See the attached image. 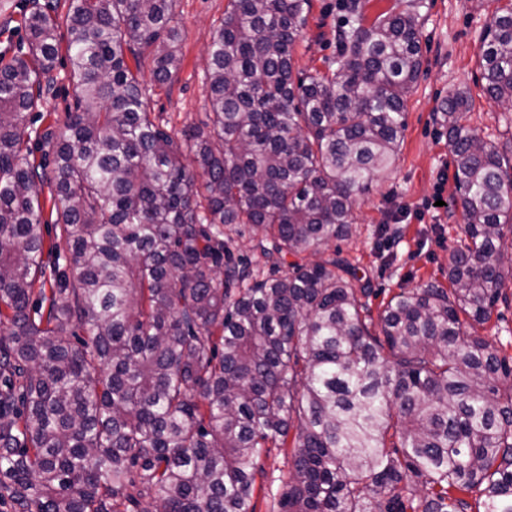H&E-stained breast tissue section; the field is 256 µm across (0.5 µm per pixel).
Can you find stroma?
<instances>
[{"label":"stroma","mask_w":512,"mask_h":512,"mask_svg":"<svg viewBox=\"0 0 512 512\" xmlns=\"http://www.w3.org/2000/svg\"><path fill=\"white\" fill-rule=\"evenodd\" d=\"M423 2V64L407 98L406 127L394 169L360 198L349 236L322 247L315 255L286 256L278 268L284 275L292 263L339 255L366 284L368 291L361 302L374 318L400 288L427 281L448 282L449 258L459 245L463 223L460 207L452 202L453 155L442 125L441 109L448 98L462 93L471 99V111L461 118L466 128L498 144L512 141V109L489 99L479 68L481 33L496 8L508 0ZM226 4L227 0H177L180 68L162 85L153 81L149 66L141 68L147 109L175 137L207 120L205 50ZM35 5L61 20L68 0H0V68L11 63L25 41L21 20ZM341 18L338 0H311L306 27L293 52L295 73L324 68L325 58L335 50ZM52 77L50 91L28 112L27 124L41 130L52 127L60 136L66 131L77 96L66 57H59ZM291 466L289 449L271 448L261 455L255 512H280L279 501Z\"/></svg>","instance_id":"1"}]
</instances>
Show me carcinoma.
Masks as SVG:
<instances>
[{
	"label": "carcinoma",
	"instance_id": "cac0c4a2",
	"mask_svg": "<svg viewBox=\"0 0 512 512\" xmlns=\"http://www.w3.org/2000/svg\"><path fill=\"white\" fill-rule=\"evenodd\" d=\"M176 0H69L67 135L31 133L61 49L24 16L0 68V504L11 512H254L256 459L292 449L282 512H512V357L486 323L512 236V155L442 107L462 209L448 286L392 296L371 332L341 258L392 171L422 66L423 0L369 23L340 0L328 71L293 73L311 0H228L207 51L211 123L173 137L140 80L180 64ZM486 92L512 107V5L481 37ZM135 67H130L128 58ZM47 148L34 164L25 140ZM192 155L187 167L183 153ZM48 181L79 272L44 245ZM252 226L268 270L234 258Z\"/></svg>",
	"mask_w": 512,
	"mask_h": 512
}]
</instances>
